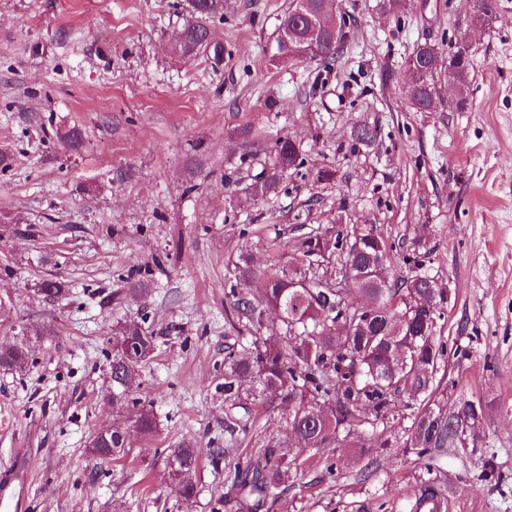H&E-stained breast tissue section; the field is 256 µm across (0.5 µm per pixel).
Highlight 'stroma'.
<instances>
[{
  "label": "stroma",
  "instance_id": "stroma-1",
  "mask_svg": "<svg viewBox=\"0 0 512 512\" xmlns=\"http://www.w3.org/2000/svg\"><path fill=\"white\" fill-rule=\"evenodd\" d=\"M181 2L0 0V343L29 353L23 371L0 369V475L23 480L20 512H112L118 498L127 512H237L223 463L202 459L197 495L180 503L165 461L184 440L255 461L286 434L278 412L242 432L224 411V356L246 342L224 320L228 265L246 250L274 271L292 262L298 232L340 222L394 241L390 277L407 275L414 253L449 288L441 333L461 353L448 361V402L485 410L473 451L441 463L451 512H512V0L479 32L467 0H414L399 18L378 0H339L350 23L330 70L270 64L288 0H231L223 62L181 57ZM463 37L464 107L412 109L407 55ZM362 125L375 141H353ZM72 126L84 133L76 151L57 137ZM283 135L305 164L255 197ZM325 168L332 180H318ZM138 267L150 287L134 297L125 278ZM48 279L67 298L46 297ZM139 318L155 336L141 382L157 432L103 464L92 436L135 414L105 397L110 340ZM361 443L301 449L296 478L262 512H407L419 468Z\"/></svg>",
  "mask_w": 512,
  "mask_h": 512
}]
</instances>
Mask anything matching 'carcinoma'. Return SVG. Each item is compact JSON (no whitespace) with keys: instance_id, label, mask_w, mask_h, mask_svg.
Wrapping results in <instances>:
<instances>
[{"instance_id":"cac0c4a2","label":"carcinoma","mask_w":512,"mask_h":512,"mask_svg":"<svg viewBox=\"0 0 512 512\" xmlns=\"http://www.w3.org/2000/svg\"><path fill=\"white\" fill-rule=\"evenodd\" d=\"M320 0H306L303 12L290 5L279 26L292 27L299 37L288 52L292 60H315L328 68L336 61L342 32L331 35L318 24ZM499 0H472L470 25L484 28L497 14ZM190 16L173 36L176 52L210 55L224 61V42L215 21L226 20L228 0H191ZM459 55L427 42L416 45L405 64L413 80L409 99L418 112H431L442 101V83L453 80L460 92L457 106L466 102L471 81L470 62L461 59L453 69L448 60ZM272 164L257 174L251 190L263 197L276 190L283 176L303 166V154L287 136L272 145ZM296 265L275 274L258 270L247 254L238 256L229 271L231 298L227 319L251 335L242 352L224 357V405L227 412L243 410L240 422L254 421V408L285 407L283 418L293 440L269 441L277 464L236 463L229 494L241 512H260L278 490L287 486L293 457L292 441L304 448H344L356 431L365 435L362 452L398 448L426 470L420 479L410 512H447L448 494L439 475V463L458 447L455 427L482 419L484 407L472 399L448 408V358L453 346L437 335L438 322L448 302V290L437 284L416 261L405 277L391 279L385 270L394 258V245L374 224H333L299 240ZM359 302L352 304L348 291ZM274 312L280 326L267 324ZM138 347L136 357L128 344ZM155 350V337L143 323L130 320L112 337V408L137 409L136 428L150 437L157 427L153 403L135 397L141 388V367ZM28 362L27 349L0 344V368L20 371ZM409 420L395 434L394 443L383 435L395 427L390 421L397 407ZM124 430L112 431L116 461L129 454ZM202 449L183 441L166 457L176 500L195 496L192 474L199 467Z\"/></svg>"}]
</instances>
